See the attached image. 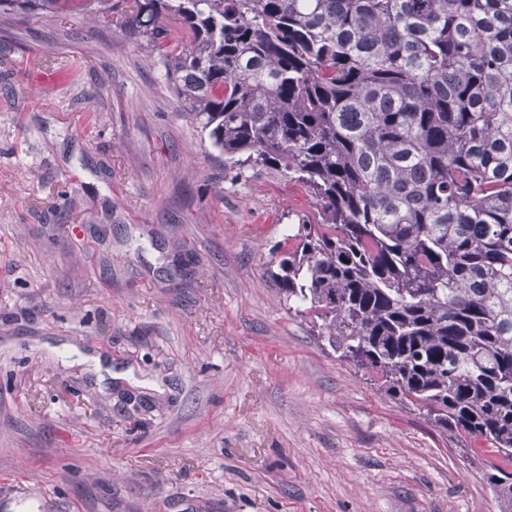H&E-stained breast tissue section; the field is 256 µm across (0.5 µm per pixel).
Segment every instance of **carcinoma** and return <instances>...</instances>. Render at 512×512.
Wrapping results in <instances>:
<instances>
[{"label": "carcinoma", "instance_id": "cac0c4a2", "mask_svg": "<svg viewBox=\"0 0 512 512\" xmlns=\"http://www.w3.org/2000/svg\"><path fill=\"white\" fill-rule=\"evenodd\" d=\"M74 13L136 36L224 163L308 192L288 310L480 442L512 512V0H0Z\"/></svg>", "mask_w": 512, "mask_h": 512}]
</instances>
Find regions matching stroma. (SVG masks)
Returning a JSON list of instances; mask_svg holds the SVG:
<instances>
[{
  "instance_id": "35a3bbf8",
  "label": "stroma",
  "mask_w": 512,
  "mask_h": 512,
  "mask_svg": "<svg viewBox=\"0 0 512 512\" xmlns=\"http://www.w3.org/2000/svg\"><path fill=\"white\" fill-rule=\"evenodd\" d=\"M314 206L225 166L137 43L0 51V512H500L483 454L338 359L268 276Z\"/></svg>"
}]
</instances>
